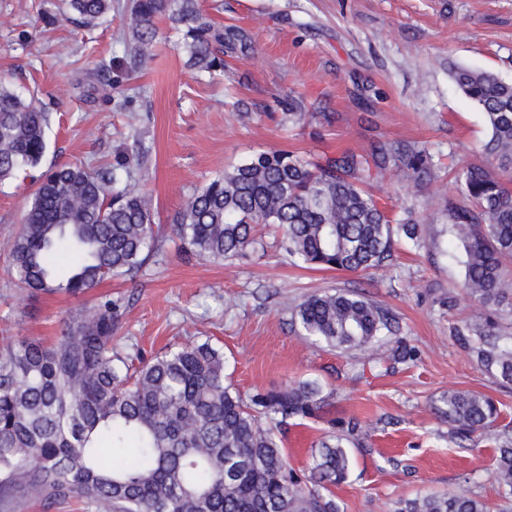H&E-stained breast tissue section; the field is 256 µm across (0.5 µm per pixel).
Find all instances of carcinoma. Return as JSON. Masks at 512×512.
<instances>
[{
  "label": "carcinoma",
  "instance_id": "carcinoma-1",
  "mask_svg": "<svg viewBox=\"0 0 512 512\" xmlns=\"http://www.w3.org/2000/svg\"><path fill=\"white\" fill-rule=\"evenodd\" d=\"M79 26L93 28L112 0H65ZM182 33L188 63L213 75L224 55L248 50V37L222 26L200 0H133L126 53L137 68L151 60L157 21ZM460 92L483 112L491 165L463 169L458 189L471 207L451 210V233L465 255L467 326L477 361L512 384V336L495 314L512 312V83L455 67ZM49 115L0 86V185L41 163ZM420 152L397 146L379 160L350 153L316 167L270 150L215 174L187 196L173 231L187 251L231 261L259 244L256 227L275 224L293 264L324 270L380 269L395 238L415 242L416 225L392 224L363 189L372 168L401 184L418 183ZM82 163L40 175L10 245L9 274L31 292L84 295L102 282L135 276L156 252L161 227L152 196ZM119 305H84L58 342L12 340L0 347V505L25 496L77 497L95 512H339L331 488L348 480L349 445L359 423L321 442L306 480L296 477L276 434L290 417L324 403L316 382L299 381L245 400L224 383V352L193 340L135 368L112 346ZM304 336L340 352L363 353L394 334L389 312L348 289L308 295L293 311ZM437 408L450 437L476 434L494 450L501 496L512 499V427L497 425L495 402L452 390ZM393 512H491L459 488L395 502Z\"/></svg>",
  "mask_w": 512,
  "mask_h": 512
}]
</instances>
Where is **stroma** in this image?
Here are the masks:
<instances>
[{"instance_id":"1","label":"stroma","mask_w":512,"mask_h":512,"mask_svg":"<svg viewBox=\"0 0 512 512\" xmlns=\"http://www.w3.org/2000/svg\"><path fill=\"white\" fill-rule=\"evenodd\" d=\"M129 0L91 29L66 17L63 0H0V83L49 112L42 169L83 162L114 171L118 185L152 194L166 233L134 279L115 278L85 297L27 294L7 273L9 242L37 185L0 186V337L53 339L83 304L121 302L117 350L152 358L167 346L210 338L224 349V373L242 395L317 381L327 405L316 418L279 429L288 464L307 473L334 420H355L365 445L353 449L349 481L334 488L340 512H390L399 499L445 493L461 482L505 512L493 451L455 440L438 415L443 394L467 389L494 400L512 425V385L479 366L454 336L470 310L465 256L448 231L449 206H463L457 179L484 163L489 135L481 110L449 71L462 66L512 80V0H201L211 18L247 35V53L223 74L190 68L168 21L147 68L134 71L123 38ZM302 100L308 114L292 123ZM423 152L427 175L402 188L376 178L367 191L392 220L410 218L418 242L399 239L387 266L350 273L293 265L276 226L262 247L226 262L181 252L172 231L183 198L215 173L271 149L325 163L348 150L394 143ZM139 163L120 166L121 157ZM358 291L393 317L390 346L411 360L370 362L304 339L296 305L328 288Z\"/></svg>"}]
</instances>
